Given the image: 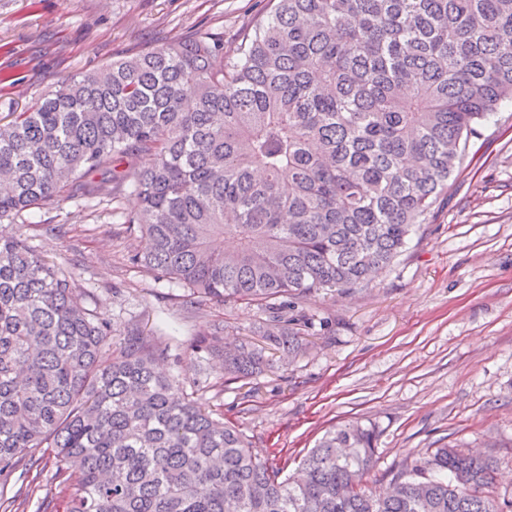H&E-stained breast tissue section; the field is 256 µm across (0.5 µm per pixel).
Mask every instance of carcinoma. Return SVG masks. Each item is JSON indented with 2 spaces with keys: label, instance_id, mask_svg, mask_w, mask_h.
<instances>
[{
  "label": "carcinoma",
  "instance_id": "carcinoma-1",
  "mask_svg": "<svg viewBox=\"0 0 512 512\" xmlns=\"http://www.w3.org/2000/svg\"><path fill=\"white\" fill-rule=\"evenodd\" d=\"M210 34L58 84L0 123V222L127 200L158 279L268 313L262 343L195 350L232 380L297 353L310 295H349L431 223L476 126L512 99V0H273ZM123 170H118L119 166ZM237 242L224 250V238ZM88 306L72 271L0 235V472L40 448L68 512H505L487 455L438 448L376 498L375 429L328 431L287 478Z\"/></svg>",
  "mask_w": 512,
  "mask_h": 512
}]
</instances>
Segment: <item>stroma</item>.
I'll return each instance as SVG.
<instances>
[{
  "instance_id": "35a3bbf8",
  "label": "stroma",
  "mask_w": 512,
  "mask_h": 512,
  "mask_svg": "<svg viewBox=\"0 0 512 512\" xmlns=\"http://www.w3.org/2000/svg\"><path fill=\"white\" fill-rule=\"evenodd\" d=\"M267 10V0H0V118L147 46L205 33L234 45ZM23 221L39 255L75 270L92 309L165 348L158 369L284 473L326 430L358 421L378 433L366 477L374 494L448 446L493 457V493L512 500V101L478 126L433 223L405 255L351 296L307 298L333 332L308 337L299 355L275 354L247 380H223L191 345L218 324L230 340H256L262 310L206 297L186 304L183 290L129 262L140 240L111 206L71 201ZM59 483L48 452L22 461L9 482L14 512H65Z\"/></svg>"
}]
</instances>
